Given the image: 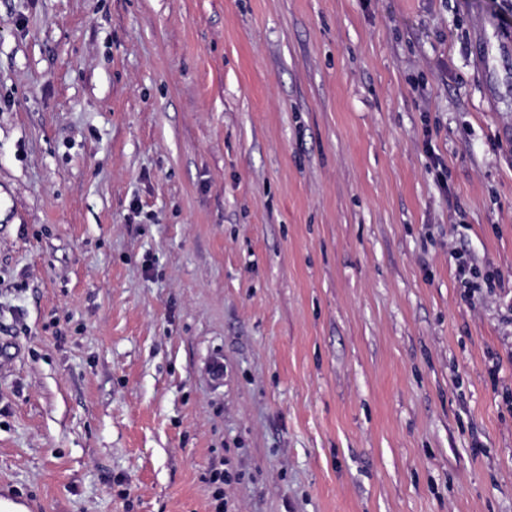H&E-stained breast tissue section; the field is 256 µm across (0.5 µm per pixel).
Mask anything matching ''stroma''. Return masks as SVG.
I'll return each instance as SVG.
<instances>
[{"label": "stroma", "mask_w": 512, "mask_h": 512, "mask_svg": "<svg viewBox=\"0 0 512 512\" xmlns=\"http://www.w3.org/2000/svg\"><path fill=\"white\" fill-rule=\"evenodd\" d=\"M503 39L512 0H0V497L512 512Z\"/></svg>", "instance_id": "stroma-1"}]
</instances>
